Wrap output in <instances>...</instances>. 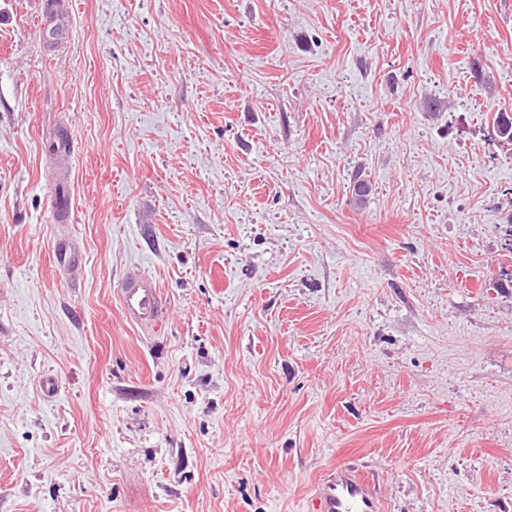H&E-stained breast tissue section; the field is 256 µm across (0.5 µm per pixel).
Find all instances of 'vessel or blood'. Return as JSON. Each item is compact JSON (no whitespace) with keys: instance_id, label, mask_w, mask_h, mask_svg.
<instances>
[{"instance_id":"b4317fda","label":"vessel or blood","mask_w":512,"mask_h":512,"mask_svg":"<svg viewBox=\"0 0 512 512\" xmlns=\"http://www.w3.org/2000/svg\"><path fill=\"white\" fill-rule=\"evenodd\" d=\"M121 302L127 320L142 327L164 321L169 309L152 277L132 271L123 282ZM311 512H381L374 480L355 460L337 463L315 486Z\"/></svg>"}]
</instances>
